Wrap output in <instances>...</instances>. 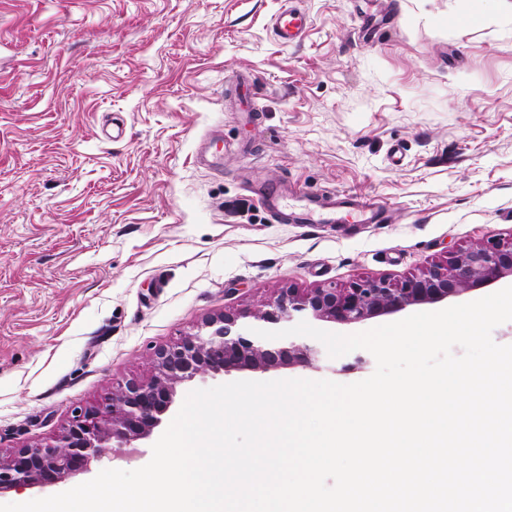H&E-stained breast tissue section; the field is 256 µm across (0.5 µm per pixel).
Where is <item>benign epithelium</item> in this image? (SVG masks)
<instances>
[{
    "label": "benign epithelium",
    "instance_id": "7a95c632",
    "mask_svg": "<svg viewBox=\"0 0 512 512\" xmlns=\"http://www.w3.org/2000/svg\"><path fill=\"white\" fill-rule=\"evenodd\" d=\"M507 275H512V240L491 236L484 244L395 283L363 279L306 293L289 288L267 303L255 324L241 323L239 317L225 313L212 317L196 332L159 349L150 379L117 384L112 396L75 409L60 435L6 460L0 458V490L53 484L90 471L92 463L108 453L126 455L134 449L133 442L148 437L161 424L178 383L198 376L312 363L309 345L293 336L266 340L252 333L254 329L282 330L303 317L353 324L408 306L432 304Z\"/></svg>",
    "mask_w": 512,
    "mask_h": 512
}]
</instances>
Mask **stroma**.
<instances>
[{
	"label": "stroma",
	"instance_id": "35a3bbf8",
	"mask_svg": "<svg viewBox=\"0 0 512 512\" xmlns=\"http://www.w3.org/2000/svg\"><path fill=\"white\" fill-rule=\"evenodd\" d=\"M301 39L273 31L282 7ZM287 191L384 224H297ZM512 238V0H0V456L53 437L155 351L286 288L418 275ZM312 365L195 378L353 383ZM125 461L0 493L49 497ZM305 26L304 16L295 9L284 8L275 17V33L285 44L296 41L303 33Z\"/></svg>",
	"mask_w": 512,
	"mask_h": 512
}]
</instances>
